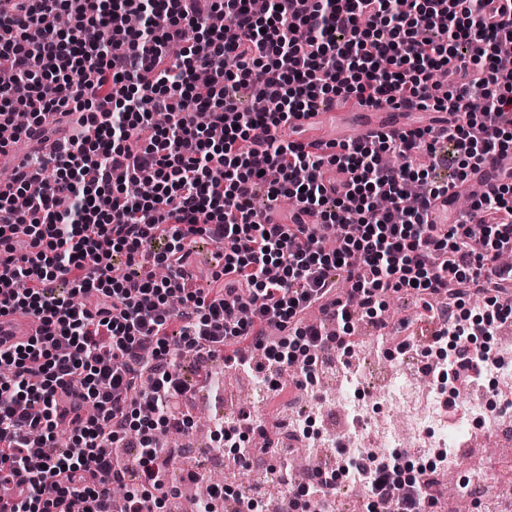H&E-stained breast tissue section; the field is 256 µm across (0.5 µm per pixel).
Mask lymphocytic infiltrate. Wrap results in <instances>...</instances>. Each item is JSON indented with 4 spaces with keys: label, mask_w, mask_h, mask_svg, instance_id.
<instances>
[{
    "label": "lymphocytic infiltrate",
    "mask_w": 512,
    "mask_h": 512,
    "mask_svg": "<svg viewBox=\"0 0 512 512\" xmlns=\"http://www.w3.org/2000/svg\"><path fill=\"white\" fill-rule=\"evenodd\" d=\"M16 0L0 12V130L40 138L57 113L67 126L49 155L33 152L0 187V316L40 324L28 343L0 350V492L27 487L13 512H164L174 458L158 447L193 419L173 400L188 390L187 352L223 354L234 368L299 365L304 387L322 353L338 351L356 315L379 327L389 293L447 297L433 343H447L456 378L485 372L478 337L512 319V205L505 186L473 197L455 223L432 224L433 199L461 185L490 154H507L512 72L496 47L512 39V0ZM184 45L177 60L168 49ZM447 69V85L433 74ZM265 88L272 112L241 108ZM112 108L99 113V99ZM397 109L455 107L452 126L353 141L319 155L279 139L292 118L335 99ZM453 143L437 156L435 144ZM401 162L383 164L386 154ZM446 164L451 184L428 181ZM348 173L325 183L327 168ZM287 194L319 226L263 224L252 199ZM162 232V252L152 247ZM218 245L215 286L187 271L191 245ZM126 272L112 276V258ZM350 284L338 296L337 272ZM483 311L472 314V300ZM329 314L335 333L303 321ZM178 333H169L172 321ZM136 436V455L116 445ZM372 466L363 512H416L426 483L404 489L399 463Z\"/></svg>",
    "instance_id": "1"
}]
</instances>
